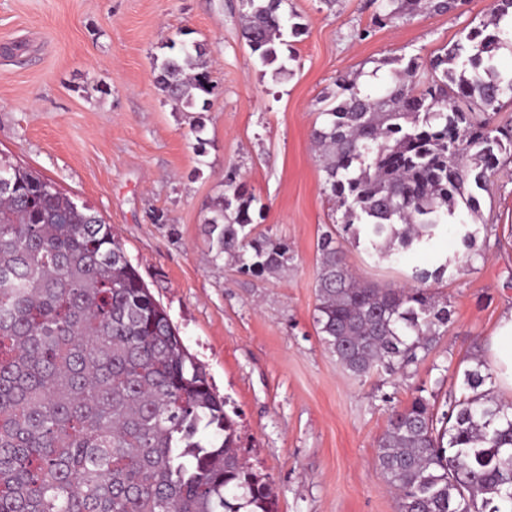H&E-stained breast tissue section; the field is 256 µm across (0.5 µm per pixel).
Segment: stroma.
Here are the masks:
<instances>
[{
    "label": "stroma",
    "mask_w": 512,
    "mask_h": 512,
    "mask_svg": "<svg viewBox=\"0 0 512 512\" xmlns=\"http://www.w3.org/2000/svg\"><path fill=\"white\" fill-rule=\"evenodd\" d=\"M492 3L381 25L372 0H288L302 34L278 44L279 73L245 41L241 0H0V155L111 225L237 413L241 454L271 481L277 512H397L376 462L391 407L407 405L418 383L453 382L512 309L510 163L481 199L489 240L477 242L469 271L449 270L435 286L452 318L414 375L392 387L353 379L313 321L317 240L342 214L310 132L337 76L372 74L383 94L401 63L442 54ZM182 42L203 45L215 84L201 153L188 114L154 82L156 59ZM230 175L255 196L260 230L287 242L293 260L282 276L206 262L203 219ZM463 253L451 229L394 266L361 247L347 262L388 286Z\"/></svg>",
    "instance_id": "obj_1"
}]
</instances>
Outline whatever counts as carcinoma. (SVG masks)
I'll list each match as a JSON object with an SVG mask.
<instances>
[{
	"label": "carcinoma",
	"instance_id": "1",
	"mask_svg": "<svg viewBox=\"0 0 512 512\" xmlns=\"http://www.w3.org/2000/svg\"><path fill=\"white\" fill-rule=\"evenodd\" d=\"M286 0H242L243 36L260 61L277 59ZM465 0H380L392 21L457 9ZM512 48V0L491 20L424 64L414 56L378 98L346 76L310 137L324 189L342 211L317 241L313 320L322 345L362 381L404 376L448 331V298L428 287L450 260L415 283L380 288L360 279L347 246L378 259L429 244L448 220L482 225L481 195L501 160L512 162V73L494 58ZM205 52L181 45L155 65V83L197 110L211 93ZM204 219L211 261L276 276L293 256L257 230L246 187L227 179ZM460 384H423L394 409L377 466L398 512H512V404L495 373L470 358ZM212 390L166 312L126 257L111 226L41 175L0 158V512H276L270 483L240 455L237 422Z\"/></svg>",
	"mask_w": 512,
	"mask_h": 512
}]
</instances>
